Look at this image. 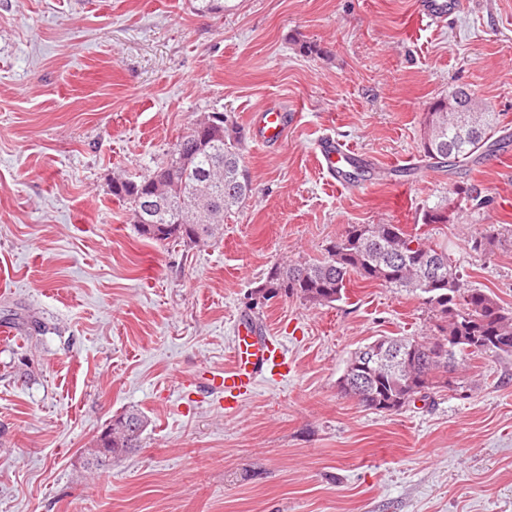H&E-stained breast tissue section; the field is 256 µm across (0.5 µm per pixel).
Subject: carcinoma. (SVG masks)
Returning <instances> with one entry per match:
<instances>
[{"label":"carcinoma","mask_w":512,"mask_h":512,"mask_svg":"<svg viewBox=\"0 0 512 512\" xmlns=\"http://www.w3.org/2000/svg\"><path fill=\"white\" fill-rule=\"evenodd\" d=\"M455 97L464 99L468 113L448 111V100ZM497 126L496 114L483 111L477 100L467 98L466 87L459 86L427 112L424 157L431 167H465L495 149ZM252 191L241 137L228 127L222 112L193 123L172 144L166 158L139 179H112V196L133 214L153 208L157 197L190 206L192 217L187 223L160 219L155 224L136 225L138 233L150 240L188 247L223 237L224 213L245 204ZM423 223H448V205L427 210ZM504 234L512 237V226L483 232L471 248L483 251ZM354 278L417 295L437 320L439 336L445 341L451 336L455 344L451 356L439 358L432 356L438 346L434 336L424 340L383 337L370 343L372 348L396 349L403 356L401 364L368 374L369 401L378 408L389 403L398 411L406 396L440 388L456 391L453 373L463 357L512 356V309L486 291L469 287L447 247L430 244L399 224H353L330 243L322 260L274 265L258 290L273 297L284 293L331 306L346 296ZM146 427L145 417L134 410L113 419L112 438L99 441L91 464L104 467L139 447Z\"/></svg>","instance_id":"obj_1"}]
</instances>
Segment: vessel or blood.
<instances>
[{
	"label": "vessel or blood",
	"mask_w": 512,
	"mask_h": 512,
	"mask_svg": "<svg viewBox=\"0 0 512 512\" xmlns=\"http://www.w3.org/2000/svg\"><path fill=\"white\" fill-rule=\"evenodd\" d=\"M459 5L460 0H419L417 15L420 21L439 26L458 10ZM253 128L258 142L266 146L278 145L286 137L288 115L274 107L260 110L253 118ZM317 149L322 167L339 185H350L351 172L365 166L362 156L344 147L334 137L322 138ZM288 369V359L280 343L263 334L253 320L247 319L236 326L229 365L204 370L198 379L225 408L234 409L263 378L284 375Z\"/></svg>",
	"instance_id": "obj_1"
}]
</instances>
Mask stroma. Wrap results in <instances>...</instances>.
Wrapping results in <instances>:
<instances>
[{"instance_id":"35a3bbf8","label":"stroma","mask_w":512,"mask_h":512,"mask_svg":"<svg viewBox=\"0 0 512 512\" xmlns=\"http://www.w3.org/2000/svg\"><path fill=\"white\" fill-rule=\"evenodd\" d=\"M462 85L500 144L430 167L425 116ZM272 104L289 127L268 148L252 117ZM214 111L241 133L251 199L220 239L140 237L113 177ZM326 134L371 158L360 186L320 168ZM448 199L450 222L423 224ZM351 224L447 244L512 307V240L470 244L512 225V0L440 27L416 0H0V512H512V357L463 359L457 392L380 412L337 381L377 337L433 334L420 299L354 281L330 307L255 302L273 265L322 258ZM241 318L293 369L228 410L188 380L229 364ZM133 409L139 448L91 468Z\"/></svg>"}]
</instances>
